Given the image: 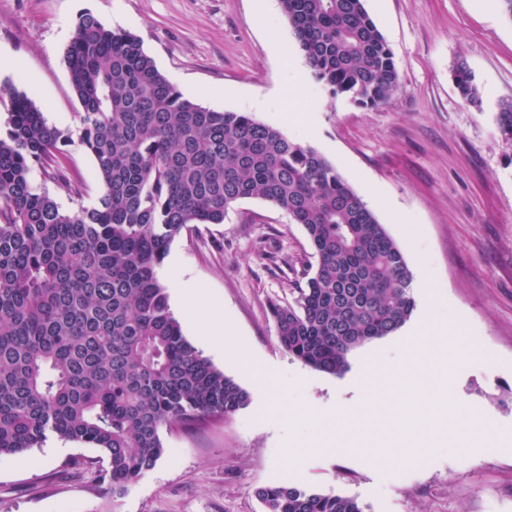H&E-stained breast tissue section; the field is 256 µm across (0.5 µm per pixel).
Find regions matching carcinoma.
I'll list each match as a JSON object with an SVG mask.
<instances>
[{
  "label": "carcinoma",
  "mask_w": 512,
  "mask_h": 512,
  "mask_svg": "<svg viewBox=\"0 0 512 512\" xmlns=\"http://www.w3.org/2000/svg\"><path fill=\"white\" fill-rule=\"evenodd\" d=\"M314 78L356 104L387 103L393 51L364 0H280ZM81 105L76 131L49 124L9 92L0 134V455L48 435L100 449L101 477L123 495L165 453L163 430L235 415L249 392L184 336L157 269L193 224H222L262 199L303 227L293 301L269 303L279 344L309 368L341 375L355 349L413 315V275L364 199L316 149L247 112L185 98L141 41L79 17L66 52ZM459 95L480 100L465 62ZM512 144V99L496 115ZM93 157L102 192L64 212L31 177L60 169L73 140ZM264 512H367L356 498L277 484Z\"/></svg>",
  "instance_id": "1"
}]
</instances>
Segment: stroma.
<instances>
[{"mask_svg": "<svg viewBox=\"0 0 512 512\" xmlns=\"http://www.w3.org/2000/svg\"><path fill=\"white\" fill-rule=\"evenodd\" d=\"M364 5L400 75L376 108L315 80L279 0H0V51L23 65L0 71V89L27 93L49 124L75 129L65 52L80 15L131 32L185 98L251 113L325 156L403 253L417 302L398 332L353 351L343 375L305 367L279 345L268 302L291 301L306 234L277 206L241 201L223 223L177 237L158 277L185 336L249 405L163 431L165 455L118 497L100 479L99 449L51 436L1 455L0 512H263L255 492L274 484L351 496L368 512H512V406L500 403L512 388V145L496 123L499 102L512 99V18L497 0ZM460 60L481 106L455 88ZM62 168L61 180L38 167L32 177L63 210L93 205L102 186L92 156L68 146ZM446 327L449 399L483 413L467 432L439 428L420 396L436 384V358L410 350L413 333ZM376 365L411 371L417 387L365 413L380 395Z\"/></svg>", "mask_w": 512, "mask_h": 512, "instance_id": "1", "label": "stroma"}]
</instances>
